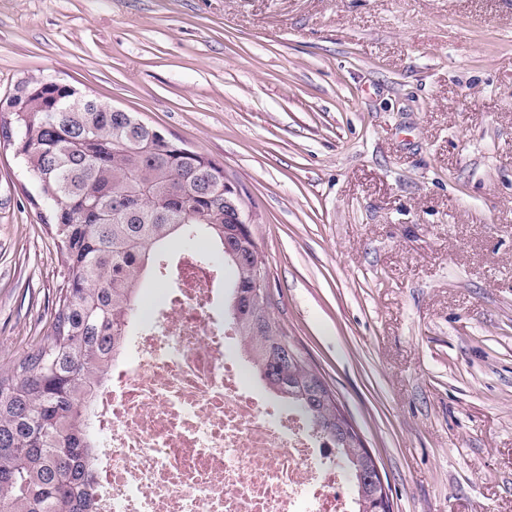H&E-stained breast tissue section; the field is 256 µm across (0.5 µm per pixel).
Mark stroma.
Returning a JSON list of instances; mask_svg holds the SVG:
<instances>
[{
  "label": "stroma",
  "instance_id": "1",
  "mask_svg": "<svg viewBox=\"0 0 512 512\" xmlns=\"http://www.w3.org/2000/svg\"><path fill=\"white\" fill-rule=\"evenodd\" d=\"M23 79L223 166L392 512H512V0H0V127ZM48 212L0 138V375L65 281Z\"/></svg>",
  "mask_w": 512,
  "mask_h": 512
}]
</instances>
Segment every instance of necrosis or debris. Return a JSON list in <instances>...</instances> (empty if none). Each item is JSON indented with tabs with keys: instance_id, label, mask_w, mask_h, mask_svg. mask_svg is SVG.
<instances>
[{
	"instance_id": "4bbe7bcc",
	"label": "necrosis or debris",
	"mask_w": 512,
	"mask_h": 512,
	"mask_svg": "<svg viewBox=\"0 0 512 512\" xmlns=\"http://www.w3.org/2000/svg\"><path fill=\"white\" fill-rule=\"evenodd\" d=\"M222 277L182 255L109 356L92 395L98 512H352L335 449L252 384Z\"/></svg>"
}]
</instances>
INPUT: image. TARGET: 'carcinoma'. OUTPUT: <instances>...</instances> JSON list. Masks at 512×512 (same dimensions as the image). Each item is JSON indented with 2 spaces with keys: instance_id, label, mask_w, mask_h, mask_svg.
Segmentation results:
<instances>
[{
  "instance_id": "1",
  "label": "carcinoma",
  "mask_w": 512,
  "mask_h": 512,
  "mask_svg": "<svg viewBox=\"0 0 512 512\" xmlns=\"http://www.w3.org/2000/svg\"><path fill=\"white\" fill-rule=\"evenodd\" d=\"M13 122L29 138L22 161L50 207L46 223L68 280L52 333L0 377V512H97L89 395L106 378L142 279L158 280L172 264L164 244L201 231L233 271L224 321L255 372L334 445L358 512H376L378 490L367 481L374 459L271 314V296L255 288L268 274L251 225L226 218L224 167L201 152L177 153L133 113L95 98L72 109L46 90L22 99Z\"/></svg>"
}]
</instances>
